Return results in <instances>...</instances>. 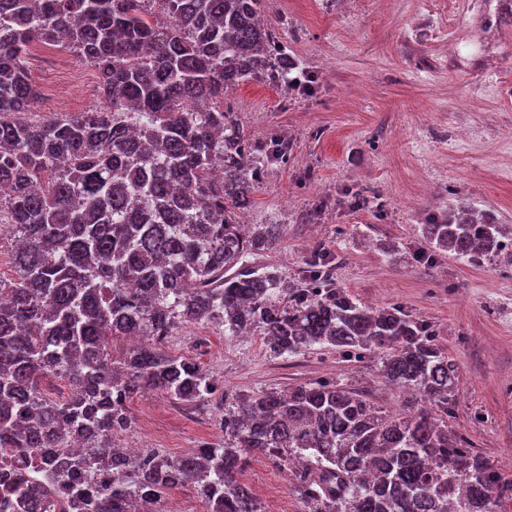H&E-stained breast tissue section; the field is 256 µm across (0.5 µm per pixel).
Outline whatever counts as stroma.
Instances as JSON below:
<instances>
[{"label": "stroma", "mask_w": 512, "mask_h": 512, "mask_svg": "<svg viewBox=\"0 0 512 512\" xmlns=\"http://www.w3.org/2000/svg\"><path fill=\"white\" fill-rule=\"evenodd\" d=\"M471 13L469 29L444 21ZM263 20L317 80L310 97L266 80L235 87L225 103L251 134L292 149L269 166L241 218L284 231L259 265L302 277L316 245L337 259L336 284L359 303L401 305L432 324L459 365L449 430L512 473V248L472 264L431 252L421 226L457 202L512 226V20L488 0H265ZM38 118L99 102L95 70L55 48L29 56ZM363 195L355 208L351 199ZM166 351L195 358L230 394L336 380L382 412L405 397L375 361L314 346L270 355L261 336L183 324ZM134 424L116 447L172 456L223 441L218 403L185 406L160 392L129 404ZM240 480L263 512H300L293 473L263 457Z\"/></svg>", "instance_id": "obj_1"}]
</instances>
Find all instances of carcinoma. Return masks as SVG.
Instances as JSON below:
<instances>
[{
  "label": "carcinoma",
  "instance_id": "1",
  "mask_svg": "<svg viewBox=\"0 0 512 512\" xmlns=\"http://www.w3.org/2000/svg\"><path fill=\"white\" fill-rule=\"evenodd\" d=\"M265 0H0V224L17 280L0 287V458L14 479L0 512H156L189 483L206 512H261L238 475L252 456L286 467L303 512H494L512 475L429 413H382L337 382L224 396V443L186 456H126L129 401L160 390L213 401L197 362L163 349L180 324L257 333L276 357L329 345L372 358L398 389L444 414L459 367L433 327L336 286L320 248L304 283L253 260L283 225L246 227L264 170L288 141H255L224 95L247 79L308 90L314 78L261 24ZM94 67L101 105L34 121L27 46ZM437 250L502 253L503 226L452 206L421 225ZM147 339L116 356L111 344ZM41 377L66 381L45 397Z\"/></svg>",
  "mask_w": 512,
  "mask_h": 512
}]
</instances>
